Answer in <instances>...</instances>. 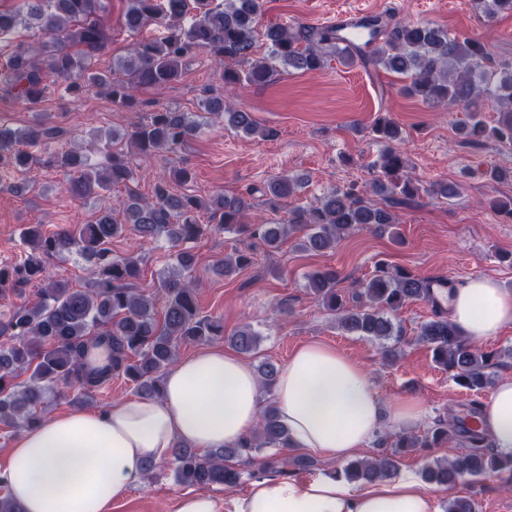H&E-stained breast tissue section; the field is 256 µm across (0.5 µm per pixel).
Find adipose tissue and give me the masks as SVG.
Here are the masks:
<instances>
[{
    "mask_svg": "<svg viewBox=\"0 0 512 512\" xmlns=\"http://www.w3.org/2000/svg\"><path fill=\"white\" fill-rule=\"evenodd\" d=\"M448 315L462 336L479 343L512 324V291L475 277L448 293ZM264 391L237 355L205 349L179 360L164 376L160 398L133 397L107 411L86 409L46 417L20 432L4 475L22 512H110L128 488L142 484L145 461L168 458L175 443L208 450L252 432ZM294 447L344 461L384 427L411 428L425 409L418 398H379L357 362L319 343L298 348L271 389ZM480 426L502 453H512V376L497 379ZM176 512H436L433 494L404 476L352 489L329 475L308 480L260 477L242 494L182 495Z\"/></svg>",
    "mask_w": 512,
    "mask_h": 512,
    "instance_id": "obj_1",
    "label": "adipose tissue"
}]
</instances>
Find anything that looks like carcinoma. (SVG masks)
Masks as SVG:
<instances>
[{
	"instance_id": "obj_1",
	"label": "carcinoma",
	"mask_w": 512,
	"mask_h": 512,
	"mask_svg": "<svg viewBox=\"0 0 512 512\" xmlns=\"http://www.w3.org/2000/svg\"><path fill=\"white\" fill-rule=\"evenodd\" d=\"M27 4L24 13L0 11V44L21 29L40 33L41 40L36 48L18 47L0 58V87L33 112L39 111L47 93L58 87L74 97L104 88L113 104L130 107L139 87L177 81L186 63L200 53L224 60V89L230 92L266 82L280 65L319 70L326 56L333 54L344 63L358 59L402 76L408 81L404 91L429 106L462 107L468 118L457 130L466 142L495 140L512 145V63L495 64L480 41L452 36L429 24L366 16L357 22L361 36L345 45L340 44L343 37L332 26H270L264 33L267 57L257 62L251 56L264 0H128L125 24L129 30L156 26L163 33L135 42L128 55L112 66L121 78L112 79L95 68L97 58L111 42L104 20L105 0H27ZM475 4L488 22L512 12V0H475ZM481 96L498 104L493 125L480 117L477 100ZM203 104L207 114L225 120L235 131L265 138L273 135L261 128L251 113L232 108L222 97H207ZM199 128L191 113L157 110L136 122L125 141L108 144L111 153L105 166L76 148L56 156L57 166L69 176L70 191L77 196L86 198L125 186L126 197L120 202L125 223L117 222L108 210L90 223L70 224L53 233L43 231L40 224H28L21 231L26 250L15 262L0 267V299L20 295L33 285L38 292L34 303L0 311L1 425L27 428L38 422L47 394L58 383L78 388L88 399L112 377L123 376L135 384L140 395L160 396L163 376L181 345L224 336L223 322L201 314L195 286L182 278L193 262L186 245L212 230L234 227L269 254L279 249L288 235L299 232L300 248L325 252L361 226L381 229L396 224L393 207L413 201L425 191L443 197L456 194L452 184L438 182L427 188L405 174L403 153L394 147L402 141V132L386 118L372 127L376 138L388 143L378 161L381 176L374 182L375 192L382 196L381 205L349 186L333 189L311 204L291 207L286 224H247L252 208L248 199L254 191L218 195L209 204L192 195H177L173 185L192 179L185 167L172 168L169 179L154 184L149 198L130 186L132 156L171 152ZM61 133L53 127L13 131L0 125V170L30 172L35 160L31 149L53 142ZM301 188L302 183L278 176L267 183L266 203L276 209L282 202L298 198ZM206 210L218 219L216 224L200 223V212ZM128 224L143 240L164 235L177 248L175 273L161 278L150 292L135 285L139 257L112 254V240L123 236ZM72 253L92 263L96 275L92 289L72 288L68 281L50 273L48 260ZM253 263V252L239 251L220 266L228 275ZM336 283L332 269L307 275V288L326 311L337 316L343 332L377 342L389 356L404 339L399 312L411 301L430 302L435 305L433 318L421 324L416 340L429 348L437 365L452 372L457 385L473 395L494 384V374L489 371L491 356L462 337L438 307L433 288L442 280L419 277L379 260L371 277L360 282L352 295L356 302L352 307L346 305ZM159 303L160 320L156 317ZM260 340L261 334L249 325L231 337L243 354L256 352ZM450 428L464 439L465 453L426 464L425 481L450 487L477 483L490 473L512 477V453L496 451L485 434L466 428L454 415L434 419L420 436H398L392 454L348 462L337 477L349 483L384 481L397 470L395 454L443 442ZM290 446L288 429L271 401L257 428L237 445L201 453L177 444L168 463L177 484L206 491L238 485L243 465L254 463L268 448ZM290 465L306 470L313 460L304 455L281 460L272 454L262 461L266 471L283 473Z\"/></svg>"
}]
</instances>
